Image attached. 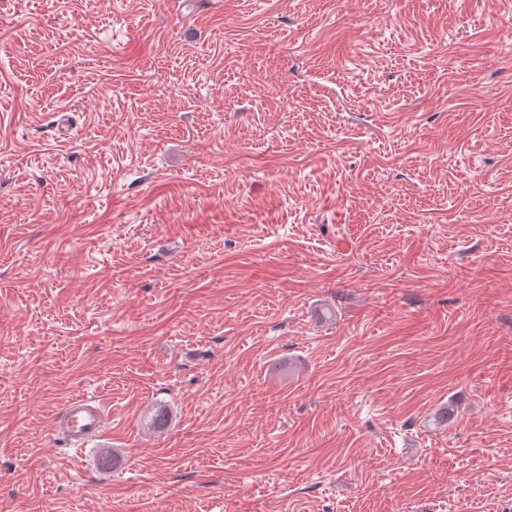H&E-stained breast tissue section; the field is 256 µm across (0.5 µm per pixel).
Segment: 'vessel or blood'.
<instances>
[{"mask_svg": "<svg viewBox=\"0 0 512 512\" xmlns=\"http://www.w3.org/2000/svg\"><path fill=\"white\" fill-rule=\"evenodd\" d=\"M106 406L95 396L80 395L68 399L55 416V432L71 447L80 448L102 434Z\"/></svg>", "mask_w": 512, "mask_h": 512, "instance_id": "obj_1", "label": "vessel or blood"}]
</instances>
